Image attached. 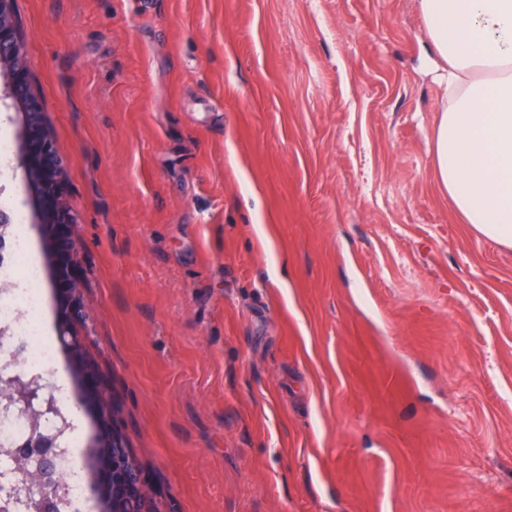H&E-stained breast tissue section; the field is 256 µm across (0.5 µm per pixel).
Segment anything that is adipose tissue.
<instances>
[{
	"mask_svg": "<svg viewBox=\"0 0 512 512\" xmlns=\"http://www.w3.org/2000/svg\"><path fill=\"white\" fill-rule=\"evenodd\" d=\"M443 62L436 179L482 237L512 248V0H416Z\"/></svg>",
	"mask_w": 512,
	"mask_h": 512,
	"instance_id": "obj_1",
	"label": "adipose tissue"
}]
</instances>
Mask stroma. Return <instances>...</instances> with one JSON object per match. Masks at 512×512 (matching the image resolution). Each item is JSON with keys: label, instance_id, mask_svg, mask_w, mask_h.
Instances as JSON below:
<instances>
[{"label": "stroma", "instance_id": "stroma-1", "mask_svg": "<svg viewBox=\"0 0 512 512\" xmlns=\"http://www.w3.org/2000/svg\"><path fill=\"white\" fill-rule=\"evenodd\" d=\"M88 343L171 512H512V249L434 175L415 0H14ZM0 206L45 246L15 155Z\"/></svg>", "mask_w": 512, "mask_h": 512}]
</instances>
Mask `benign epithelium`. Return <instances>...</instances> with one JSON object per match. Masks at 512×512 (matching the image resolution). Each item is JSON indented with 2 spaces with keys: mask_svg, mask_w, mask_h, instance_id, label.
I'll return each instance as SVG.
<instances>
[{
  "mask_svg": "<svg viewBox=\"0 0 512 512\" xmlns=\"http://www.w3.org/2000/svg\"><path fill=\"white\" fill-rule=\"evenodd\" d=\"M13 0H0V105L21 115L17 158L28 192L38 203L34 222L45 242L48 263L54 269L52 287L59 293L57 341L69 355L76 381L75 403L92 402L98 413L95 461L99 469V512H154L157 491L144 469L126 457L129 447L112 386L87 348L90 305L83 295L74 268L80 258L76 220L65 199L62 182L63 155L44 122L41 102L22 79L26 72L25 44L18 32ZM0 405L28 418L32 438L27 446L4 452L10 468L0 477L24 478L25 493L11 483L0 497V512H60L64 471L63 450L56 437L41 431V419L58 408L35 380L18 375L0 378Z\"/></svg>",
  "mask_w": 512,
  "mask_h": 512,
  "instance_id": "7a95c632",
  "label": "benign epithelium"
}]
</instances>
